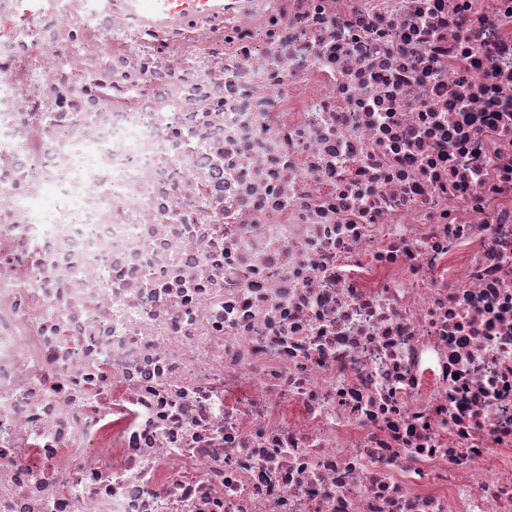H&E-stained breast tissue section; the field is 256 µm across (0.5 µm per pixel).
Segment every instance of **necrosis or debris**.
<instances>
[{
  "instance_id": "necrosis-or-debris-1",
  "label": "necrosis or debris",
  "mask_w": 512,
  "mask_h": 512,
  "mask_svg": "<svg viewBox=\"0 0 512 512\" xmlns=\"http://www.w3.org/2000/svg\"><path fill=\"white\" fill-rule=\"evenodd\" d=\"M0 512H512V0H0ZM150 1L146 20L150 23H172L195 18H224L225 0H124Z\"/></svg>"
}]
</instances>
